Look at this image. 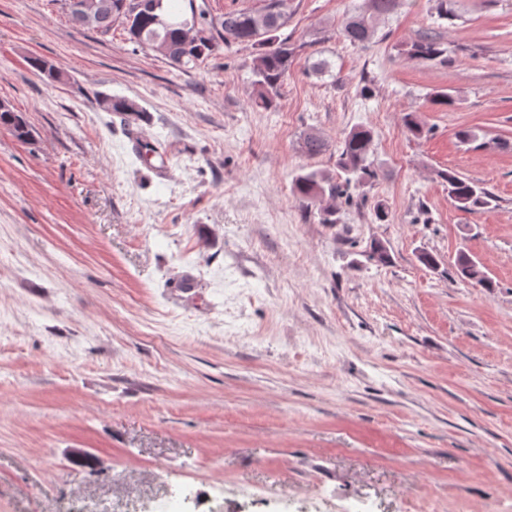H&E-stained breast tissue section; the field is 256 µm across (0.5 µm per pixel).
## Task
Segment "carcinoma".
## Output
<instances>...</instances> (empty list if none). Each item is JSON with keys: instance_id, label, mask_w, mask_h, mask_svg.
Instances as JSON below:
<instances>
[{"instance_id": "carcinoma-1", "label": "carcinoma", "mask_w": 512, "mask_h": 512, "mask_svg": "<svg viewBox=\"0 0 512 512\" xmlns=\"http://www.w3.org/2000/svg\"><path fill=\"white\" fill-rule=\"evenodd\" d=\"M86 11L98 14L106 10L112 14V23L124 24L121 8L125 0H81ZM162 11L175 18V22L161 26L154 22L151 13L140 14L136 31H127L130 42L147 52L161 54L170 65L179 68H192L217 52L242 44H258L264 51L256 58L252 74L253 85L257 87L255 106L264 110L278 107L280 89L295 55V47L288 38H280L277 32L287 21V0H279L282 8L276 12L263 5L258 10H239L219 17L223 34L214 36L211 32L197 28L194 19L186 17L182 10L185 0H159ZM371 12L355 13L346 16L341 25L343 38L355 46L368 44L375 35V20L381 16L397 13L405 5V0H370ZM448 54V48L433 38H425L412 46L411 55L419 60L434 61ZM99 106L106 112L122 116L143 117L144 109L135 101L123 97L104 96ZM0 125L8 128L19 140L29 137V130L20 115L12 109H0ZM373 136L370 130L357 128L348 132L342 141L337 167L344 174L343 181L324 174L316 169H303L293 180V191L306 206L317 210L319 222L336 223V197L347 193L351 184H360L378 176L369 161ZM326 148L324 140L315 133L303 139L304 152L309 156L321 154ZM448 188V197L455 205L467 212H477L487 208L492 201L490 193L448 169L437 173ZM455 267L459 275L479 286L491 289L493 282L484 275L476 263L465 253L457 256Z\"/></svg>"}]
</instances>
